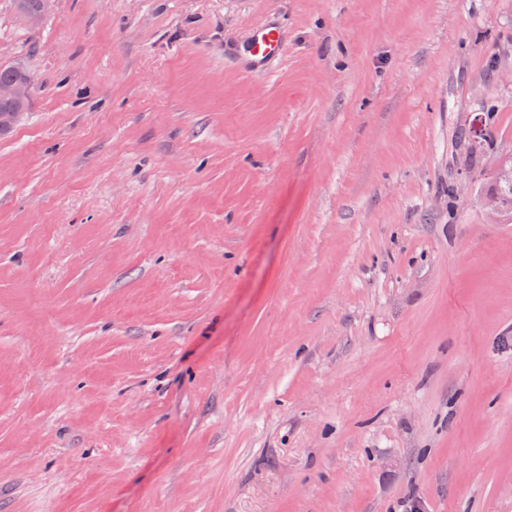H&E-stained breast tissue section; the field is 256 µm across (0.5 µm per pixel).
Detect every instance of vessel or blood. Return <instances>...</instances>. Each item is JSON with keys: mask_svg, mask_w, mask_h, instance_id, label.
<instances>
[{"mask_svg": "<svg viewBox=\"0 0 512 512\" xmlns=\"http://www.w3.org/2000/svg\"><path fill=\"white\" fill-rule=\"evenodd\" d=\"M285 44L283 31L278 25L269 21L260 22L238 44L237 63L247 74L268 76L282 59Z\"/></svg>", "mask_w": 512, "mask_h": 512, "instance_id": "1", "label": "vessel or blood"}]
</instances>
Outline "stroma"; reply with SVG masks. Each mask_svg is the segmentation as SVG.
<instances>
[{"label":"stroma","mask_w":512,"mask_h":512,"mask_svg":"<svg viewBox=\"0 0 512 512\" xmlns=\"http://www.w3.org/2000/svg\"><path fill=\"white\" fill-rule=\"evenodd\" d=\"M1 65L0 512H512V0H0ZM285 44L283 31L278 25L270 21L254 25L237 46L239 68L258 77L270 75L283 58ZM22 75H28L22 69L12 66H0V84L19 80ZM29 86L20 87L13 84L0 85V102L9 103L19 96L26 95Z\"/></svg>","instance_id":"stroma-1"}]
</instances>
